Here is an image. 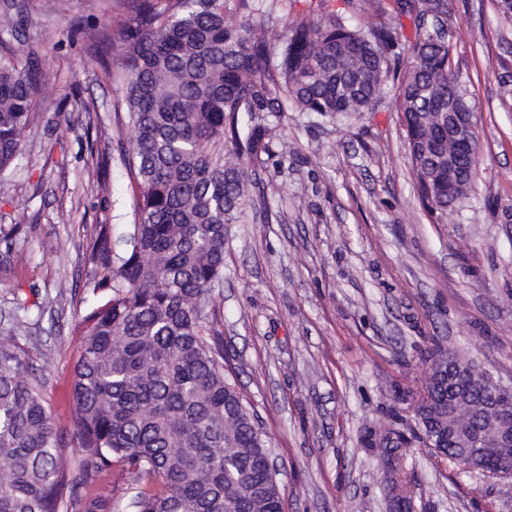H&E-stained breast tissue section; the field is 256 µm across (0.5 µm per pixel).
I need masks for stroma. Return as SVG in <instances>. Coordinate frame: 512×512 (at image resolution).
Here are the masks:
<instances>
[{"label":"stroma","instance_id":"35a3bbf8","mask_svg":"<svg viewBox=\"0 0 512 512\" xmlns=\"http://www.w3.org/2000/svg\"><path fill=\"white\" fill-rule=\"evenodd\" d=\"M19 38L44 80L22 155L0 182V226L20 225L0 268V341L41 383L71 438L81 257L93 228L132 223L112 88L72 28L111 25L108 0H17ZM453 67L470 92L480 154L466 198L443 217L417 192L384 90L361 119L292 112L259 173L267 212L233 225L214 306L228 366L268 432L284 512H387L381 470L360 437L393 423L419 391L434 340L460 346L512 386V25L493 0H448ZM94 114L59 112L69 87ZM105 167L111 204L96 171ZM414 512H512V477L461 472L425 448L400 474Z\"/></svg>","mask_w":512,"mask_h":512}]
</instances>
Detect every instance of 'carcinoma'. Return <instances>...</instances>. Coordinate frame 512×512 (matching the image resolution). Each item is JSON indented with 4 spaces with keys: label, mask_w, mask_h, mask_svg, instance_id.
<instances>
[{
    "label": "carcinoma",
    "mask_w": 512,
    "mask_h": 512,
    "mask_svg": "<svg viewBox=\"0 0 512 512\" xmlns=\"http://www.w3.org/2000/svg\"><path fill=\"white\" fill-rule=\"evenodd\" d=\"M280 2L109 0L112 30L80 25L132 133L122 162L136 186L134 221L118 235L95 225L81 259L73 468L40 389L0 345V512H112L92 483L116 465L145 483L135 512H284L270 437L224 372L212 304L230 225L264 202L257 165L272 123L289 111L359 119L390 83L425 209L446 213L473 179L477 158L455 156L448 137V113L471 111L448 37L435 32L448 0H394V26L320 11L284 33ZM229 13L239 21L227 23ZM43 78L33 51L23 63L0 38L1 175L22 154ZM16 231L0 228L3 265ZM450 357L482 373L457 347L436 344L420 390L429 402L414 405L403 431L361 438L388 493L401 440L425 446L447 429L429 377Z\"/></svg>",
    "instance_id": "carcinoma-1"
}]
</instances>
